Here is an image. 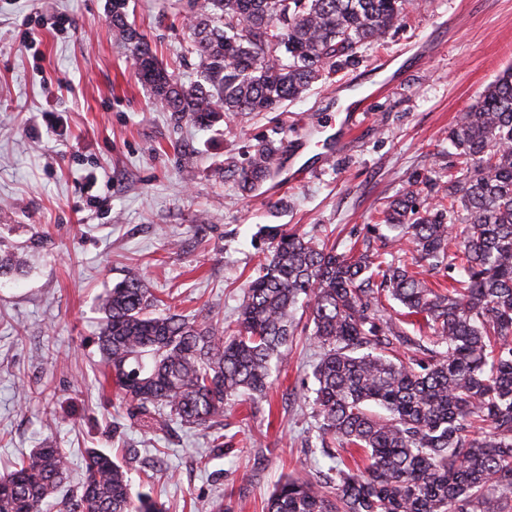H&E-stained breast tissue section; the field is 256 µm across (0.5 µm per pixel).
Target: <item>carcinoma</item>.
Returning a JSON list of instances; mask_svg holds the SVG:
<instances>
[{
  "mask_svg": "<svg viewBox=\"0 0 512 512\" xmlns=\"http://www.w3.org/2000/svg\"><path fill=\"white\" fill-rule=\"evenodd\" d=\"M409 0H187L198 79L168 73L111 0L110 25L132 54L156 106L212 125L235 113L277 112L330 79L362 46L404 17ZM455 160L407 181L382 222L411 260L338 254L277 232L248 283L236 327L167 309L133 274L99 298L103 378L156 429H210L224 406L266 395L307 314L321 350L312 408L333 462L329 484L287 476L266 512H512V67L462 110L449 132ZM278 148L259 143L239 173L244 191L271 177ZM430 193L431 200L422 198ZM460 269L447 290L412 267ZM406 321L380 319L383 300ZM426 332L411 335L408 325ZM85 481L62 495L66 453L34 448L0 474V512H164L136 492L112 454L89 448Z\"/></svg>",
  "mask_w": 512,
  "mask_h": 512,
  "instance_id": "obj_1",
  "label": "carcinoma"
}]
</instances>
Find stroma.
Here are the masks:
<instances>
[{
  "mask_svg": "<svg viewBox=\"0 0 512 512\" xmlns=\"http://www.w3.org/2000/svg\"><path fill=\"white\" fill-rule=\"evenodd\" d=\"M186 0H128L129 20L181 83L198 61ZM109 0H0V240L17 273L0 275V471L49 439L84 478L86 449L112 453L166 512H264L277 481L327 470L318 421L303 397L321 351L296 332L266 401L224 412V453L202 431H156L113 388H101L96 299L128 273L183 313L237 318L270 239L285 229L343 253L382 247L384 204L408 178L452 160L448 131L512 63V0H414L378 44L278 112L213 126L174 122L156 107L112 34ZM408 54L394 91L376 101L355 140L283 187L278 168L252 193L239 170L254 145L306 138L337 82L368 73L380 54ZM54 416L55 427L44 420Z\"/></svg>",
  "mask_w": 512,
  "mask_h": 512,
  "instance_id": "35a3bbf8",
  "label": "stroma"
}]
</instances>
